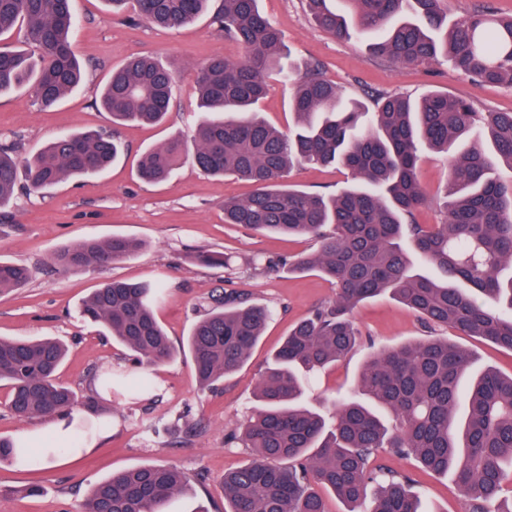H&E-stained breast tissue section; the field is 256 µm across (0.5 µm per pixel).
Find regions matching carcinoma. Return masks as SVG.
I'll return each instance as SVG.
<instances>
[{"instance_id": "carcinoma-1", "label": "carcinoma", "mask_w": 512, "mask_h": 512, "mask_svg": "<svg viewBox=\"0 0 512 512\" xmlns=\"http://www.w3.org/2000/svg\"><path fill=\"white\" fill-rule=\"evenodd\" d=\"M211 0H136L149 24L178 30ZM315 24L370 53L414 64L444 60L485 85L512 86V13L476 10L452 17L446 0H307ZM240 58L217 55L201 66L195 88L201 117L194 135H173L144 151L139 176L170 178L190 162L211 176L233 174L254 185L242 200L224 201V223L310 237L317 250L283 261L290 273L317 272L336 297L298 322L258 383L259 406L227 439L252 460L224 475V512H327L319 489L347 512H422L409 478L375 464L390 448L437 474L454 473L468 512L488 502L512 475V375H472L471 356L432 337L374 351L356 380L363 400L336 405L332 424L303 403L302 373L341 362L360 342L353 312L388 294L430 326L449 328L512 351V112L479 113L471 103L431 90L419 98L378 91L372 105L347 97L313 65L285 63L281 31L258 0H222L214 15ZM72 0H0V37L18 33L37 55L0 49V94L27 86L47 108L83 80L72 48ZM294 85V126L283 133L260 114L266 77ZM176 71L136 56L112 69L100 95L112 123L158 124L171 109ZM452 152L439 224H420L426 202L417 179L420 147ZM122 153L106 131L54 136L21 163L0 148V208L22 184L46 192L70 177L99 174ZM336 164L353 184L334 195L283 183L295 164ZM135 238L86 239L59 250L70 267L110 264L138 253ZM31 268L0 259V294L26 285ZM158 284L112 279L93 290L81 313L124 346L136 366L172 359L177 351L154 315ZM270 310L245 293H219L185 336L197 382L213 390L241 369L258 344ZM65 345L51 338L0 336V384L21 421L69 412L76 399L56 375ZM396 420L391 427L379 413ZM35 471L41 462L15 440L0 439V462ZM188 490L186 477L159 464L141 465L94 483L80 512H165Z\"/></svg>"}]
</instances>
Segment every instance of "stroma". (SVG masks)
Returning <instances> with one entry per match:
<instances>
[{
  "instance_id": "1",
  "label": "stroma",
  "mask_w": 512,
  "mask_h": 512,
  "mask_svg": "<svg viewBox=\"0 0 512 512\" xmlns=\"http://www.w3.org/2000/svg\"><path fill=\"white\" fill-rule=\"evenodd\" d=\"M80 24L74 51L86 71L82 86L59 104L41 109L23 89L0 96V146L23 159L60 131L101 130L109 120L97 103L101 81L134 54H152L177 70L172 108L165 125L117 127L124 156L102 174L67 179L50 193L18 189L0 220V258L33 270L30 283L0 296V336L32 339L53 336L66 342L68 355L59 379L74 390L80 421L93 424L91 452L67 463L30 472L0 465V512H79L94 482L141 464H163L182 472L192 486L173 498L169 512H224L222 479L248 462V449L229 445L226 434L239 428L255 405V388L272 353L290 327L331 301L336 288L315 273L291 274L282 259L315 249L311 240L257 233L224 221V201L242 198L251 184L227 175L209 176L183 164L167 182L150 184L137 176L143 150L178 131L192 135L198 121L194 78L212 55H243L204 15L177 31L151 26L134 7L109 12L103 0H76ZM261 12L283 33L300 61L320 65L324 75L346 94L375 90L414 97L439 89L470 102L478 112H512V87L490 86L454 72L447 63L406 66L368 57L363 44L337 39L318 28L305 0H259ZM291 84L268 79L259 108L266 120L288 131ZM450 157L421 148L417 178L428 203L416 213L423 224L441 222L437 199L448 179ZM294 188L331 195L351 182L334 165H300L287 179ZM131 237L142 242L134 257L106 266L64 269L52 261L55 251L86 238ZM208 250L223 255L224 266L200 264ZM121 278L161 283L164 296L155 315L170 341L180 344L215 291H242L266 305L271 318L264 336L241 370L215 391L200 390L190 356L153 366L158 390L152 400H113L95 391V372L127 365L126 350L103 336L98 325L80 314L83 299L102 282ZM360 345L346 361L306 377L305 403L332 418V400L354 396V384L370 353L382 346L429 338L415 313L387 296L369 300L354 312ZM192 425L193 435L178 439L171 429ZM379 464L410 477L430 512H467L466 498L453 476L422 470L413 461L381 449ZM35 484L39 490L24 494Z\"/></svg>"
}]
</instances>
